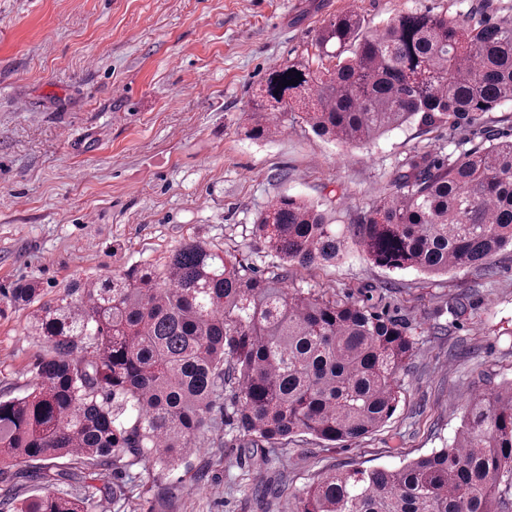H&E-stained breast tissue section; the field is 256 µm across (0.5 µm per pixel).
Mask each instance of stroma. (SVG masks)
Segmentation results:
<instances>
[{
    "label": "stroma",
    "mask_w": 512,
    "mask_h": 512,
    "mask_svg": "<svg viewBox=\"0 0 512 512\" xmlns=\"http://www.w3.org/2000/svg\"><path fill=\"white\" fill-rule=\"evenodd\" d=\"M375 27L403 13L512 20V0H0V400L23 395L45 350L19 282L44 298L72 280L162 263L193 240L237 251L248 273L336 291L403 318L415 353L393 416L365 437L250 444L232 394L190 470L104 466L61 484L92 512H296L332 469L396 468L452 443L465 397L512 381V248L443 276L388 270L356 246L334 265L283 263L255 234L287 194L358 222L414 152L457 156L487 129L512 135V102L459 129L410 123L356 148L302 123L269 140L243 129L270 68L315 50L347 11Z\"/></svg>",
    "instance_id": "35a3bbf8"
}]
</instances>
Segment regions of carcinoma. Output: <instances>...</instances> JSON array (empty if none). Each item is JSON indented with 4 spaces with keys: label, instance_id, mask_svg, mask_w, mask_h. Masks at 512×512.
<instances>
[{
    "label": "carcinoma",
    "instance_id": "obj_1",
    "mask_svg": "<svg viewBox=\"0 0 512 512\" xmlns=\"http://www.w3.org/2000/svg\"><path fill=\"white\" fill-rule=\"evenodd\" d=\"M297 84L284 85L289 72ZM246 113L245 134L275 137L288 122L363 146L416 121L456 126L512 101V22L407 12L368 29L348 12L320 30L315 52L274 66ZM392 194L338 230L318 206L279 195L255 231L303 268L342 260L348 242L391 270L446 274L512 246V140L453 160L417 152ZM40 293L12 289L13 305ZM47 353L27 392L0 400V465L42 494L15 512H89L92 496L49 489L76 469L126 461L188 467L224 390L239 424L265 441L308 434L353 440L386 423L414 351L403 320L283 276L249 275L238 257L197 241L163 263L76 280L30 312ZM447 448L399 468L323 474L297 512H512V382L465 400Z\"/></svg>",
    "mask_w": 512,
    "mask_h": 512
}]
</instances>
